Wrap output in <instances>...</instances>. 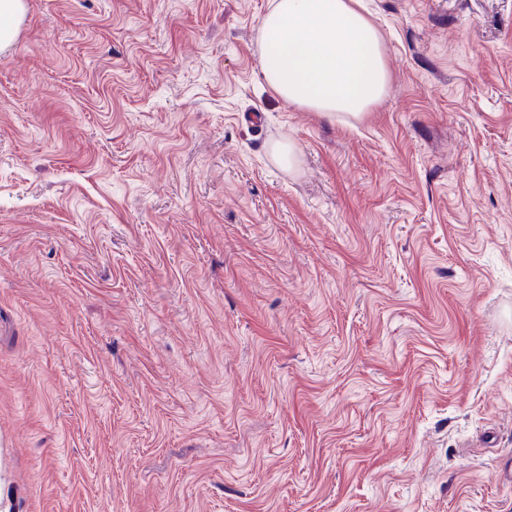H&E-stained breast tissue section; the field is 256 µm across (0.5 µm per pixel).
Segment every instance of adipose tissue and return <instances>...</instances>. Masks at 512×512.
Segmentation results:
<instances>
[{"instance_id": "obj_1", "label": "adipose tissue", "mask_w": 512, "mask_h": 512, "mask_svg": "<svg viewBox=\"0 0 512 512\" xmlns=\"http://www.w3.org/2000/svg\"><path fill=\"white\" fill-rule=\"evenodd\" d=\"M258 49L265 84L290 105L358 120L386 93L383 38L359 0H271Z\"/></svg>"}]
</instances>
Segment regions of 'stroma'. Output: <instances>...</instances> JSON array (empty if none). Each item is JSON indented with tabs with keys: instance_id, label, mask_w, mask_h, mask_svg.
<instances>
[{
	"instance_id": "35a3bbf8",
	"label": "stroma",
	"mask_w": 512,
	"mask_h": 512,
	"mask_svg": "<svg viewBox=\"0 0 512 512\" xmlns=\"http://www.w3.org/2000/svg\"><path fill=\"white\" fill-rule=\"evenodd\" d=\"M26 2L0 512H512V0H363L351 123L266 86L271 0Z\"/></svg>"
}]
</instances>
